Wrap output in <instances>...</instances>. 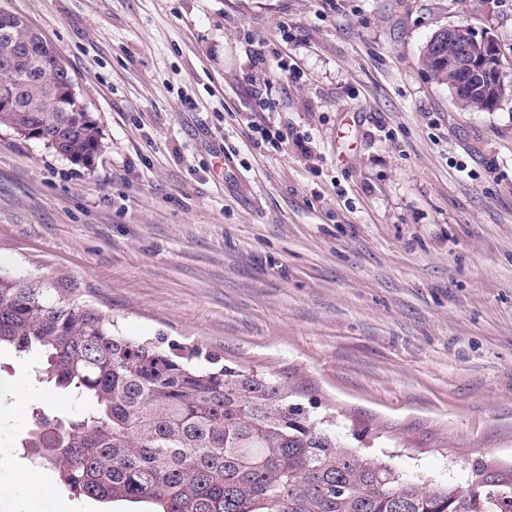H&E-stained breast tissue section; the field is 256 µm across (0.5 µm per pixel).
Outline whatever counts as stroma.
I'll return each mask as SVG.
<instances>
[{
  "mask_svg": "<svg viewBox=\"0 0 512 512\" xmlns=\"http://www.w3.org/2000/svg\"><path fill=\"white\" fill-rule=\"evenodd\" d=\"M0 8L57 49L102 134L86 167L0 127V275L275 376L405 480L512 464V97L460 110L421 63L470 25L512 79V0ZM41 361L0 347V456L39 471L44 512H130L22 448L33 409L81 408Z\"/></svg>",
  "mask_w": 512,
  "mask_h": 512,
  "instance_id": "1",
  "label": "stroma"
}]
</instances>
